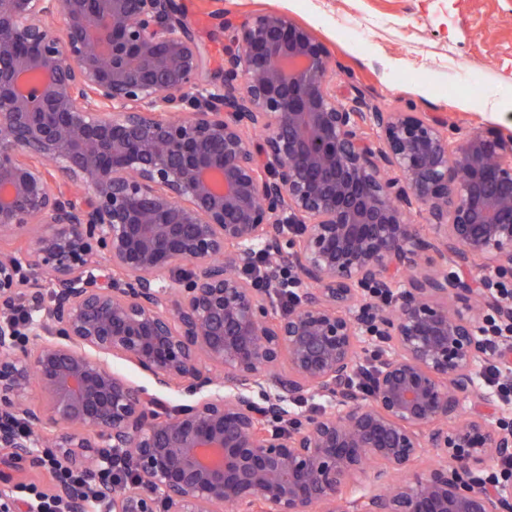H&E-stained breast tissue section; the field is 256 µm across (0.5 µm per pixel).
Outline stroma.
<instances>
[{"instance_id":"obj_1","label":"stroma","mask_w":512,"mask_h":512,"mask_svg":"<svg viewBox=\"0 0 512 512\" xmlns=\"http://www.w3.org/2000/svg\"><path fill=\"white\" fill-rule=\"evenodd\" d=\"M184 4L213 60L222 61L213 0ZM224 10L236 19L275 10L313 31L331 53L338 95L356 89L371 108L443 117L454 138L512 132V0H224ZM347 18L365 32L364 46L347 37ZM462 68L480 73L478 87L458 84Z\"/></svg>"}]
</instances>
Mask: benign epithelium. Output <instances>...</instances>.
<instances>
[{"mask_svg": "<svg viewBox=\"0 0 512 512\" xmlns=\"http://www.w3.org/2000/svg\"><path fill=\"white\" fill-rule=\"evenodd\" d=\"M212 17L218 67L182 0H0V454L92 462L61 512H512L479 384L512 328V135L369 112L287 14ZM18 488L0 469V512H44ZM108 364L112 367V370L114 369L119 372L135 385L144 386L149 391L156 392L160 399L168 406L190 404L192 402L191 397L184 395L176 388L157 390L151 378L130 362L112 357L108 359Z\"/></svg>", "mask_w": 512, "mask_h": 512, "instance_id": "7a95c632", "label": "benign epithelium"}]
</instances>
